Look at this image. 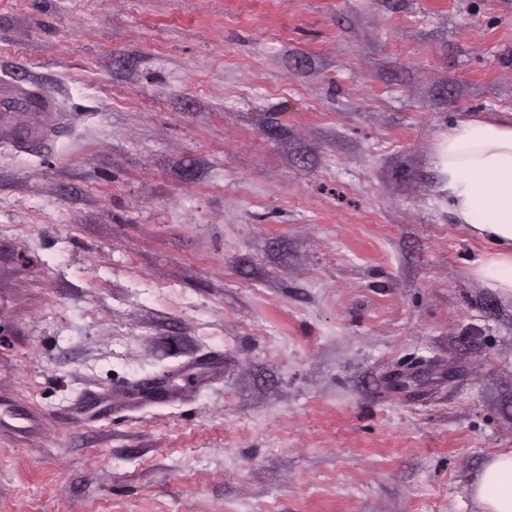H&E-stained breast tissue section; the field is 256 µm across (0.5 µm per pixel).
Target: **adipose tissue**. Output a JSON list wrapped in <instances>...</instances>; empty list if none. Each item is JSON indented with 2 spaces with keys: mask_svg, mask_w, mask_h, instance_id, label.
I'll use <instances>...</instances> for the list:
<instances>
[{
  "mask_svg": "<svg viewBox=\"0 0 512 512\" xmlns=\"http://www.w3.org/2000/svg\"><path fill=\"white\" fill-rule=\"evenodd\" d=\"M457 223L493 247L477 275L512 295V121L464 118L438 151ZM480 512H512V451L490 456L470 484Z\"/></svg>",
  "mask_w": 512,
  "mask_h": 512,
  "instance_id": "1",
  "label": "adipose tissue"
}]
</instances>
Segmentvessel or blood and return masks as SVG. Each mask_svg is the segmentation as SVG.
Masks as SVG:
<instances>
[{"label": "vessel or blood", "mask_w": 512, "mask_h": 512, "mask_svg": "<svg viewBox=\"0 0 512 512\" xmlns=\"http://www.w3.org/2000/svg\"><path fill=\"white\" fill-rule=\"evenodd\" d=\"M62 118L55 100L37 84L22 86L0 78V139H39L54 133ZM42 415L32 406H18L11 400L0 401V432L26 438L37 430Z\"/></svg>", "instance_id": "vessel-or-blood-1"}]
</instances>
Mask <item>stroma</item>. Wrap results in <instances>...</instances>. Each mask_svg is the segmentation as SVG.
Wrapping results in <instances>:
<instances>
[{
  "label": "stroma",
  "mask_w": 512,
  "mask_h": 512,
  "mask_svg": "<svg viewBox=\"0 0 512 512\" xmlns=\"http://www.w3.org/2000/svg\"><path fill=\"white\" fill-rule=\"evenodd\" d=\"M0 512H478L512 295L437 154L512 114V0H0ZM156 380L121 412L77 406ZM0 139H39L62 124L55 100L34 83L28 87L0 78ZM43 416L33 406H17L10 399L0 401V432L20 439L37 430Z\"/></svg>",
  "instance_id": "stroma-1"
}]
</instances>
